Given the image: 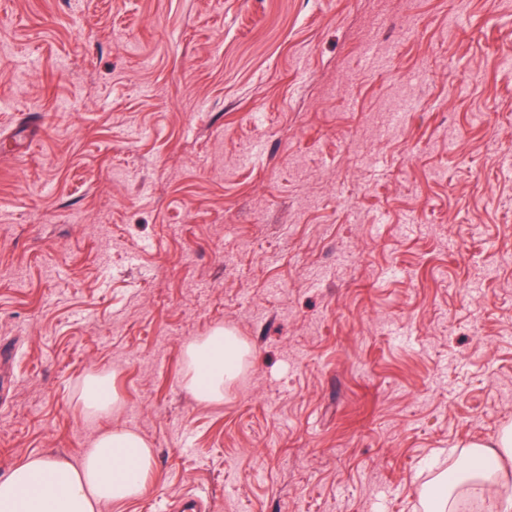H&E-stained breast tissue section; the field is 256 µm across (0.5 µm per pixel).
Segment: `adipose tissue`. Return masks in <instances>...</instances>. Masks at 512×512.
Returning a JSON list of instances; mask_svg holds the SVG:
<instances>
[{"label": "adipose tissue", "mask_w": 512, "mask_h": 512, "mask_svg": "<svg viewBox=\"0 0 512 512\" xmlns=\"http://www.w3.org/2000/svg\"><path fill=\"white\" fill-rule=\"evenodd\" d=\"M246 345L216 328L181 345L184 383L198 401L223 400L224 387L245 364ZM474 460L461 483L487 495L498 512H512V425L496 436L470 441ZM154 472L149 443L138 432L113 426L101 431L78 462L27 456L0 478V512H99L144 494Z\"/></svg>", "instance_id": "1"}]
</instances>
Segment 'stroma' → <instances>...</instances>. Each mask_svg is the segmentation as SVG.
<instances>
[{"label":"stroma","mask_w":512,"mask_h":512,"mask_svg":"<svg viewBox=\"0 0 512 512\" xmlns=\"http://www.w3.org/2000/svg\"><path fill=\"white\" fill-rule=\"evenodd\" d=\"M1 135L0 477L118 425L155 469L101 512H436L512 424L501 0H0ZM247 353L240 338L223 327L212 330L207 336L183 342L185 388L200 402L223 400L224 386L242 371ZM108 388V376L101 374L88 375L84 381L80 397L83 410L95 416L109 413L111 405L113 409L119 398L114 390L112 396L109 393L104 396V390L107 391Z\"/></svg>","instance_id":"1"}]
</instances>
